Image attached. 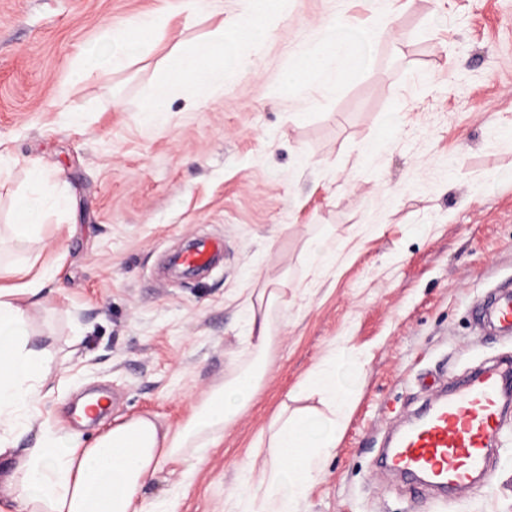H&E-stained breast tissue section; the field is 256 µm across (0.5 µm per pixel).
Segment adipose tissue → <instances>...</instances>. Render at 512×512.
I'll return each mask as SVG.
<instances>
[{
    "mask_svg": "<svg viewBox=\"0 0 512 512\" xmlns=\"http://www.w3.org/2000/svg\"><path fill=\"white\" fill-rule=\"evenodd\" d=\"M287 2L275 0L270 10L253 6L178 50L171 70L149 89L145 117L168 112L171 91L181 79L202 89L220 88L228 72L246 71L247 60L225 61L227 43H258ZM163 25V19L146 16L104 33L100 48L83 51L71 62V81L108 78L149 57L153 34ZM300 58L302 64L290 70L287 85L300 87L312 80L326 91L337 89L339 74L356 63L350 44L335 39L326 40L323 49L302 51ZM59 183L57 173L38 165L30 169L28 189L17 202L21 221L12 227L15 238H28L44 223L63 197ZM47 281L42 275L0 286V460L13 463L10 475L0 482V499L12 512H174L173 503L148 500L144 489L173 462L182 464L185 479H192L225 429L253 402L273 365L272 313L288 281H278L265 305L250 314L252 362L213 387L182 425L174 428L140 415L112 427L89 448L72 435L34 425L29 412L56 363L50 350L32 345L30 339L29 313L49 302ZM342 426V418L322 417L308 408L280 412L263 433L267 456L258 465L245 463L237 474L239 501L249 512H296ZM31 432L34 445L17 447V438Z\"/></svg>",
    "mask_w": 512,
    "mask_h": 512,
    "instance_id": "1",
    "label": "adipose tissue"
}]
</instances>
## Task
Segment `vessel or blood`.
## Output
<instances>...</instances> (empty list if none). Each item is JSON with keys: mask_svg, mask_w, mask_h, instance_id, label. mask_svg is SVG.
<instances>
[{"mask_svg": "<svg viewBox=\"0 0 512 512\" xmlns=\"http://www.w3.org/2000/svg\"><path fill=\"white\" fill-rule=\"evenodd\" d=\"M224 241L205 237L179 257L182 266L209 264ZM480 322L512 330V292L490 293L478 300ZM512 364L501 362L475 372L461 388L437 392L416 420L393 440L386 453L389 467L417 477L422 487L456 495L470 493L492 475L489 450L498 443L504 414L512 407Z\"/></svg>", "mask_w": 512, "mask_h": 512, "instance_id": "b4317fda", "label": "vessel or blood"}]
</instances>
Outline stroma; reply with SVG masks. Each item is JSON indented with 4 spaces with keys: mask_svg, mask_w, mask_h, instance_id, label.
Returning a JSON list of instances; mask_svg holds the SVG:
<instances>
[{
    "mask_svg": "<svg viewBox=\"0 0 512 512\" xmlns=\"http://www.w3.org/2000/svg\"><path fill=\"white\" fill-rule=\"evenodd\" d=\"M183 0H0V263L23 283L54 272L49 307L30 312L58 363L37 420L92 445L143 414L182 424L252 359L243 302L290 287L273 319L272 370L191 485L167 464L145 493L177 512H231L242 463L281 408L320 407L301 392L333 355L364 360L349 378L343 431L298 512H512V427L491 485L463 498L413 497L379 470L387 432L408 418L421 379L452 382L498 358L512 337L476 327L472 304L512 285V0H288L249 72L213 94L183 81L165 122L146 124L147 91L182 45L238 13L209 0L189 23ZM169 17L155 52L112 79L67 87L69 63L112 27ZM387 19L372 58L336 91L284 93L298 52L342 19ZM40 162L71 188L61 211L17 241L13 196ZM202 236L227 245L216 269L184 277L169 254ZM338 257L310 276L311 243ZM113 404L96 425L71 407L90 390Z\"/></svg>",
    "mask_w": 512,
    "mask_h": 512,
    "instance_id": "1",
    "label": "stroma"
}]
</instances>
